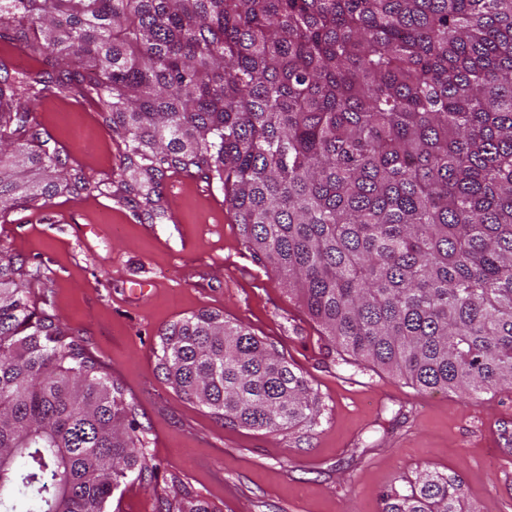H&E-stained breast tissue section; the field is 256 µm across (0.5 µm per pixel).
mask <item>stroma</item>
Returning <instances> with one entry per match:
<instances>
[{"label": "stroma", "mask_w": 512, "mask_h": 512, "mask_svg": "<svg viewBox=\"0 0 512 512\" xmlns=\"http://www.w3.org/2000/svg\"><path fill=\"white\" fill-rule=\"evenodd\" d=\"M35 116L88 177H112L117 146L87 100L64 90ZM163 204L157 224L104 196L0 214V248L23 259L32 303L122 387L144 442L153 471L121 485L112 512H159L176 481L215 512H380L382 493L425 467L461 479L467 512H512L496 489L512 444L496 453L483 436L512 429V387L422 392L354 360L243 245L220 183L167 182ZM201 311L248 325L294 363L317 396L314 421L267 433L178 396L160 332Z\"/></svg>", "instance_id": "1"}]
</instances>
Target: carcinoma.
<instances>
[{"label":"carcinoma","instance_id":"1","mask_svg":"<svg viewBox=\"0 0 512 512\" xmlns=\"http://www.w3.org/2000/svg\"><path fill=\"white\" fill-rule=\"evenodd\" d=\"M0 212L98 193L155 224L215 179L246 247L331 342L424 390L512 386V0H0ZM119 140L93 182L35 120L53 90ZM0 251V512H108L151 472L123 392ZM180 397L268 433L311 423L303 374L202 311L160 333ZM381 512H464L422 471ZM165 512H215L185 489Z\"/></svg>","mask_w":512,"mask_h":512}]
</instances>
